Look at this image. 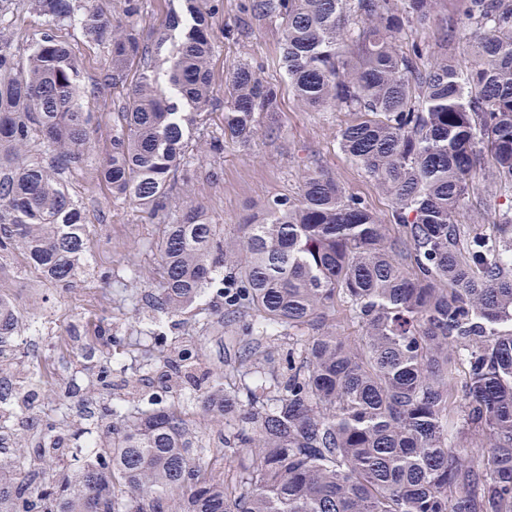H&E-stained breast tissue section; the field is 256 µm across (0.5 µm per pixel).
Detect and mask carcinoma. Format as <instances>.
Returning <instances> with one entry per match:
<instances>
[{"label":"carcinoma","mask_w":512,"mask_h":512,"mask_svg":"<svg viewBox=\"0 0 512 512\" xmlns=\"http://www.w3.org/2000/svg\"><path fill=\"white\" fill-rule=\"evenodd\" d=\"M53 26H77L107 48L100 84L126 90L119 132L98 177L112 194L163 218L157 227L153 315L211 314L205 296L245 319L239 370L253 387L224 391L212 376L203 411L224 426L203 444L182 395L164 406L112 402V337L97 330L99 370L87 397L103 405L94 447L58 465L66 396L40 364L14 358L21 322L0 311V512H512V203L489 234L456 222L485 156L512 185V0H463L443 20L440 52L406 53L439 0H247L278 27L279 63L307 110L349 112L341 151L390 197L388 224L319 167L294 198L267 202L227 233L171 204L190 178L183 161L215 99L210 0L180 9L145 37L140 0H18ZM472 41L461 69L451 40ZM82 66L48 30L18 66L0 27V259L18 255L62 288L78 277L89 224L63 175L91 144L79 104ZM279 89L242 62L224 77V136L250 144L277 111ZM361 326L336 335V298ZM301 335L288 368L256 354L280 329ZM181 350L161 355L178 387ZM54 389L38 445L12 422L30 408L28 384ZM236 462L224 472V461Z\"/></svg>","instance_id":"1"}]
</instances>
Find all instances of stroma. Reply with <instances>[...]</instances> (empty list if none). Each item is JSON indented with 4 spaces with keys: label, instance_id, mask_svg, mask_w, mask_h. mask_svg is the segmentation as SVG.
I'll return each instance as SVG.
<instances>
[{
    "label": "stroma",
    "instance_id": "35a3bbf8",
    "mask_svg": "<svg viewBox=\"0 0 512 512\" xmlns=\"http://www.w3.org/2000/svg\"><path fill=\"white\" fill-rule=\"evenodd\" d=\"M214 50L211 71L216 86H223L224 72L239 61L258 66L264 78L279 86V109L273 117L275 134L259 129L251 145L224 135V105L210 106L204 123L186 154L193 179L180 197L181 204H202L210 223L233 229L253 213H260L271 199L298 196L306 167L320 166L341 183L348 193L360 198L381 218H388L392 201L375 182L338 147V134L349 115L334 109L321 112L305 110L288 86V78L279 65V33L271 26L257 27L241 10V0H219L213 20ZM0 26L13 36V52L25 61L29 48L47 32L45 16L17 0H0ZM83 62L80 103L94 116L92 147L80 165L64 175L70 193L83 204L90 230V256L81 273L82 286L75 290L44 286L30 291L33 280L22 260L15 256L0 259V286L20 300L24 316L49 321L50 329L40 336L36 351H29L28 337H18L17 353L23 359L62 356L70 366L85 370L90 341L86 323L103 325L113 335L131 331L136 314L122 311L127 295L138 301L147 298L132 280V271H146L155 261L149 248L156 228L146 214L128 201L115 197L111 189L96 177L102 157L117 130L113 93L101 89L99 77L105 66L104 45L87 42L74 26L59 28ZM220 142L221 149L211 152L209 145ZM512 189L495 183L488 175L476 176L470 195L460 207L456 221L466 233L492 230L495 210L505 203ZM111 281H104V272ZM162 331L167 339L200 334L203 361L195 366L197 382L186 384L192 397L206 392L213 372L227 370L237 362L246 338L241 322L213 323L206 332H198L192 320L167 323Z\"/></svg>",
    "mask_w": 512,
    "mask_h": 512
}]
</instances>
